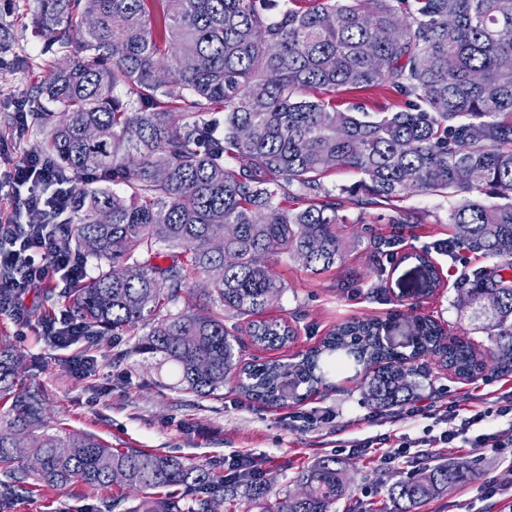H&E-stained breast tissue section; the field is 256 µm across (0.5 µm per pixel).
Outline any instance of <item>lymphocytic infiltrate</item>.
<instances>
[{"label":"lymphocytic infiltrate","instance_id":"lymphocytic-infiltrate-1","mask_svg":"<svg viewBox=\"0 0 512 512\" xmlns=\"http://www.w3.org/2000/svg\"><path fill=\"white\" fill-rule=\"evenodd\" d=\"M68 183L65 172L38 150H29L20 158L0 152V189L20 186L27 190L23 202L27 223H18L11 213L0 212V240L10 243L9 248L0 249V295L6 296L7 306L17 320L25 318L23 301L32 289L51 282L71 288L87 276L85 262L58 245V227L49 220L51 213L67 204ZM511 413L509 405L495 411L446 409L443 418L451 427L439 440L453 447L455 440L466 437L474 425L495 414Z\"/></svg>","mask_w":512,"mask_h":512}]
</instances>
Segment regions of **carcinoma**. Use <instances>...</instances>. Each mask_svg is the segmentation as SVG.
I'll return each mask as SVG.
<instances>
[{"label": "carcinoma", "instance_id": "1", "mask_svg": "<svg viewBox=\"0 0 512 512\" xmlns=\"http://www.w3.org/2000/svg\"><path fill=\"white\" fill-rule=\"evenodd\" d=\"M499 2L40 0L32 32L74 52L25 95L36 105L41 153L73 178L69 207L53 218L60 240L97 262L98 274L65 295L88 342L125 336L131 351L174 367V391L199 397L219 395L234 372L240 394L270 406L306 399L349 358L381 411L410 399L424 355L462 379L489 365L512 374V69L501 66L512 58V9ZM341 89L393 90L404 108L341 110ZM217 104L222 122L209 117ZM342 168L361 179L336 195L322 179ZM111 180L127 194L106 187ZM412 195L456 199L451 256L467 249L492 260L456 282L462 305L495 338L486 358L425 317L415 318L411 353L397 352L383 342L386 323L362 319L297 361L238 368L239 328L225 318L247 319L262 346L294 335L264 317L285 289L270 257L328 270L342 259L345 203ZM202 275L206 287L192 288ZM18 370L0 343V394L11 393ZM44 412L39 393L13 396L0 462L26 460L60 489H108L119 469L121 486L140 494L131 512H211L217 496L238 512L243 483L251 491L243 512H333L345 494L344 468L322 456L298 473L304 492L272 511L255 467L219 477L165 453L64 437L49 431ZM476 475L459 463L425 466L388 495L399 512H416Z\"/></svg>", "mask_w": 512, "mask_h": 512}]
</instances>
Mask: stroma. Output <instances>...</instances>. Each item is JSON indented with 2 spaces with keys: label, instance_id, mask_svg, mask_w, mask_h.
Segmentation results:
<instances>
[{
  "label": "stroma",
  "instance_id": "1",
  "mask_svg": "<svg viewBox=\"0 0 512 512\" xmlns=\"http://www.w3.org/2000/svg\"><path fill=\"white\" fill-rule=\"evenodd\" d=\"M37 8L38 0H12L9 9L0 10V27L9 30L14 55L35 62L24 70L12 64L0 69V111L13 108L29 84L50 74L53 56L26 26ZM448 205V199L429 195L406 197L390 206L349 204L343 210L347 222L341 231L345 242L341 264L314 273L286 256L274 257L271 267L286 289L266 315L287 320L297 334L279 349L245 342L241 364L292 360L353 317L389 321L385 343L406 353L412 350L417 316L474 343L479 352L493 348V338L458 308L455 288L465 269L487 265V258L464 251L452 260L434 249L437 241L451 235ZM398 211L407 218L399 229L400 251L408 256L404 262L375 254L371 247L374 237L390 234L388 218ZM415 251L430 252L442 272L440 286H431L423 277L410 258ZM65 306L59 287L49 284L27 296L26 323L0 307V340H6L20 360L22 387L42 394L47 423L62 435L87 433L119 450L163 452L205 465L219 476L234 454L247 452L263 469L272 502L296 491L298 472L333 454L345 463L348 479L347 494L337 502L336 512H394L388 496L392 484L419 467L450 461L476 462L477 478L431 500L420 512H487L489 503L481 490L485 481L512 485V447L474 444L452 451L429 446L419 452L400 448L399 434L418 438L424 428L438 434L445 425L434 418H404L400 407L374 409L365 398L361 367L351 364L330 373L329 388L319 389L305 401L291 400L277 407L241 396L231 378L222 396L200 398L173 391V367L130 352L125 339L55 347L43 335L41 315ZM86 356L93 369L74 375L72 359ZM422 364L426 374L418 378L414 394L425 404L464 407L472 402L495 408L512 400V374L488 371L468 381L439 365L435 357H423ZM383 434L390 440L382 451L352 454L342 448L344 441ZM136 503L135 496L117 486L95 491L79 484L59 490L28 478L0 501V512H132Z\"/></svg>",
  "mask_w": 512,
  "mask_h": 512
}]
</instances>
